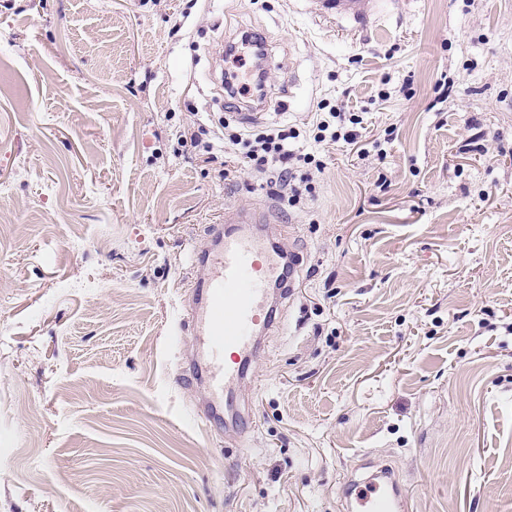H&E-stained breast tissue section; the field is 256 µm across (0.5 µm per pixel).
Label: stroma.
Instances as JSON below:
<instances>
[{
    "mask_svg": "<svg viewBox=\"0 0 512 512\" xmlns=\"http://www.w3.org/2000/svg\"><path fill=\"white\" fill-rule=\"evenodd\" d=\"M245 29L259 126L325 166L298 207L178 142L241 127ZM235 206L302 257L240 436L175 380ZM368 462L407 512H512V0H0V512H347ZM270 78L269 73L258 70L253 74L252 86L249 88L239 87L237 81L225 78L223 82L225 98L232 102L237 100L235 95L243 97L250 92L251 96H262L270 83ZM341 112H327L328 114V120L322 119L316 126V129L318 132L314 136V139L316 142H324L327 141V138H329L328 141L337 142L341 139V136L345 142L354 140V134H352L351 131L345 132L343 135L341 132L338 134V130H336V119H339V121H342L341 118Z\"/></svg>",
    "mask_w": 512,
    "mask_h": 512,
    "instance_id": "obj_1",
    "label": "stroma"
}]
</instances>
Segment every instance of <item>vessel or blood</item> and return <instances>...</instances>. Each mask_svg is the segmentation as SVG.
<instances>
[{"label":"vessel or blood","mask_w":512,"mask_h":512,"mask_svg":"<svg viewBox=\"0 0 512 512\" xmlns=\"http://www.w3.org/2000/svg\"><path fill=\"white\" fill-rule=\"evenodd\" d=\"M266 213L246 207L226 209L209 225L210 247L194 251L192 264L200 274L185 292L183 332L192 336L193 355L180 368L182 385H203L207 396L198 408L202 425L214 429L224 415L233 428L251 422V408L242 393L255 379L262 335L281 321L280 304L293 300L299 288L300 255L287 243L258 246L246 229L267 223ZM350 512H405L407 500L388 470L368 480L353 481Z\"/></svg>","instance_id":"1"}]
</instances>
